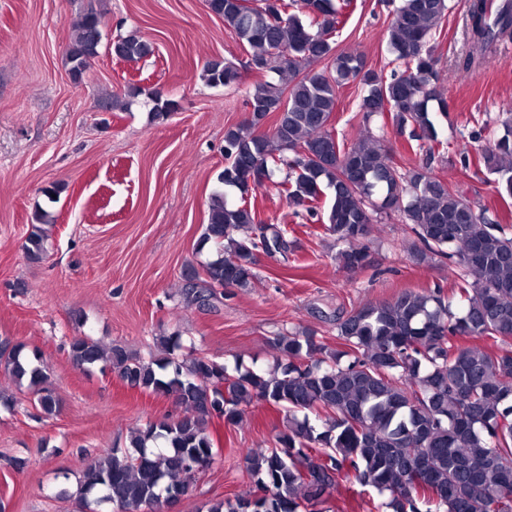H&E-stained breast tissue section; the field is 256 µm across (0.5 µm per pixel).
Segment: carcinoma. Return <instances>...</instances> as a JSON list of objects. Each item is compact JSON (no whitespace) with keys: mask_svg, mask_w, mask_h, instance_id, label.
<instances>
[{"mask_svg":"<svg viewBox=\"0 0 512 512\" xmlns=\"http://www.w3.org/2000/svg\"><path fill=\"white\" fill-rule=\"evenodd\" d=\"M205 2L249 48L257 70L286 73L289 81L258 84L247 101L248 118L224 133L222 189L211 197L200 241L212 244L215 256L187 276L192 301L205 304L210 283L251 287L258 254L286 255L295 247L287 229L260 218L251 198L263 184L248 182L254 173L271 181L283 165L288 173L275 183L279 193L345 245L346 267L364 266L375 214L391 213L422 244L412 252L415 262L438 255L458 268V311L439 288L404 289L338 320V349L312 330L278 334L266 369L216 361L186 347L177 333L158 337L160 355L149 361L90 336L74 337L69 355L77 366H99L186 410L133 429L124 452L113 448L88 466L75 493L79 508L95 503L148 512L166 495L181 500L217 456L211 421L222 414L237 425L257 402L284 414L285 424L271 448L244 456L255 494L216 499L208 512H301L351 479L388 496L390 512H512V347L500 346L512 338V235L427 166L403 169L365 138L347 146L331 124L339 88L357 82L363 122L388 114L397 130L411 128L415 149L435 155L444 142L429 103L437 102L444 115L448 104L431 89L439 79L431 40L448 0H400L388 44L405 70L388 76L366 68L357 53L336 51L342 20L335 0ZM468 21L471 49L458 58L459 73L512 39V0H469ZM101 25L95 11L74 25L66 58L76 81L98 56ZM111 53L134 62L153 46L131 33L112 42ZM203 79L230 86L240 73L208 62ZM149 98L156 120L177 109L157 90ZM272 113L274 126L261 131ZM479 159L500 192L512 197L511 121L504 135L481 146ZM327 191L330 204L322 207ZM35 221L25 243L32 262L46 253L42 225L49 214L40 212ZM40 360L23 344L0 348V365L51 415L58 400ZM270 488L286 495L258 497Z\"/></svg>","mask_w":512,"mask_h":512,"instance_id":"carcinoma-1","label":"carcinoma"}]
</instances>
